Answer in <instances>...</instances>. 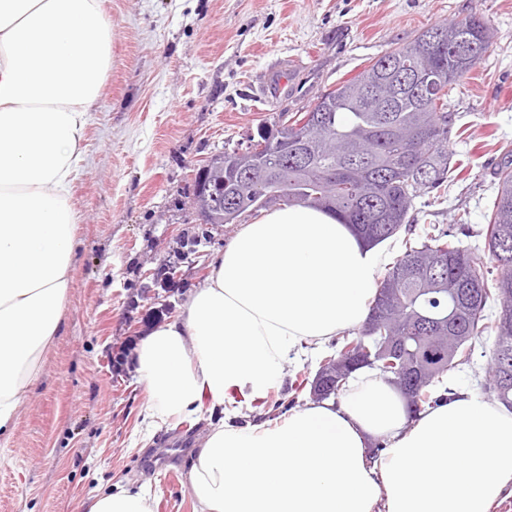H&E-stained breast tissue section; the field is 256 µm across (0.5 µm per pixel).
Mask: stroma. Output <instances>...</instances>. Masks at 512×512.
Instances as JSON below:
<instances>
[{"label": "stroma", "mask_w": 512, "mask_h": 512, "mask_svg": "<svg viewBox=\"0 0 512 512\" xmlns=\"http://www.w3.org/2000/svg\"><path fill=\"white\" fill-rule=\"evenodd\" d=\"M112 63L89 115L70 195L77 221L62 329L46 348L8 442L0 443V512H86L108 489L144 491L157 512H194L188 461L208 431L209 401L196 414L147 432L146 385L132 361L114 369L110 347L142 338L168 315L131 307L132 285L196 225L193 170L246 146L281 112H301L319 92L356 76L372 59L435 25L470 15L492 33L448 109L455 167L445 200L414 201V222L383 242L389 256L425 225L452 230L484 252L483 228L512 152V0H104ZM287 70L275 98L260 89ZM492 338L470 364L448 372L454 389L484 395ZM321 359L290 355L272 399L302 407L296 374Z\"/></svg>", "instance_id": "35a3bbf8"}]
</instances>
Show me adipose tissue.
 Masks as SVG:
<instances>
[{
  "mask_svg": "<svg viewBox=\"0 0 512 512\" xmlns=\"http://www.w3.org/2000/svg\"><path fill=\"white\" fill-rule=\"evenodd\" d=\"M102 0H0V439L62 328L76 212L70 185L111 63ZM387 253L330 212L285 206L215 251L178 320L140 342L135 372L156 428L224 411L190 461L194 512H492L512 488V414L470 392L408 418L384 380L340 403L234 426L264 400L291 352L359 326ZM388 448L370 456V438ZM89 512H156L145 493L97 495Z\"/></svg>",
  "mask_w": 512,
  "mask_h": 512,
  "instance_id": "ef3b65f1",
  "label": "adipose tissue"
}]
</instances>
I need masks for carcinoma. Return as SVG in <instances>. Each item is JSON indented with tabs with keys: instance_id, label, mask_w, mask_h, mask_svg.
Wrapping results in <instances>:
<instances>
[{
	"instance_id": "obj_1",
	"label": "carcinoma",
	"mask_w": 512,
	"mask_h": 512,
	"mask_svg": "<svg viewBox=\"0 0 512 512\" xmlns=\"http://www.w3.org/2000/svg\"><path fill=\"white\" fill-rule=\"evenodd\" d=\"M442 30L448 41L428 57L434 87L421 96L401 90L388 112L358 101L364 82L385 64L406 56L417 65L412 56L424 38ZM459 41L482 57L491 45L489 27L476 16L455 29L433 26L321 93L309 110L288 116V126H261L235 160V169L252 172L246 185L233 174L221 180L196 171L193 193L207 190L221 202L207 223L234 224L247 211L304 204L340 216L369 247L396 235L414 221V200L442 191L451 178L448 141L455 116L448 97L471 70L453 52ZM483 233L492 271L436 224L427 225L418 241L405 239L366 320L336 337V352L323 358L320 370H328V378L318 399L338 396L354 373L367 368L397 389L415 414L442 400L433 388L448 371L469 363L486 335L493 338L488 389L512 411V155L501 162ZM212 240V229L199 223L183 235L182 247L194 253ZM496 305L500 313L493 319L488 310Z\"/></svg>"
}]
</instances>
